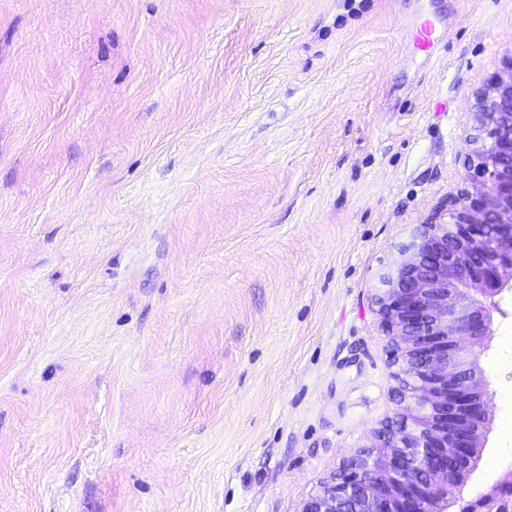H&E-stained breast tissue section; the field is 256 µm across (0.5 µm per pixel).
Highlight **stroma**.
<instances>
[{"mask_svg": "<svg viewBox=\"0 0 512 512\" xmlns=\"http://www.w3.org/2000/svg\"><path fill=\"white\" fill-rule=\"evenodd\" d=\"M510 49L512 0H0V512H299L397 412L375 294ZM412 38L417 51L430 55L437 41L435 24L428 19L420 22L412 32Z\"/></svg>", "mask_w": 512, "mask_h": 512, "instance_id": "35a3bbf8", "label": "stroma"}]
</instances>
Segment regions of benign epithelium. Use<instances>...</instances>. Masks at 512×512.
Here are the masks:
<instances>
[{
	"mask_svg": "<svg viewBox=\"0 0 512 512\" xmlns=\"http://www.w3.org/2000/svg\"><path fill=\"white\" fill-rule=\"evenodd\" d=\"M464 187L403 248L375 303L397 419L323 480L300 512H451L492 420L481 357L489 305L512 278V57L477 95ZM457 512H512V473Z\"/></svg>",
	"mask_w": 512,
	"mask_h": 512,
	"instance_id": "benign-epithelium-1",
	"label": "benign epithelium"
}]
</instances>
